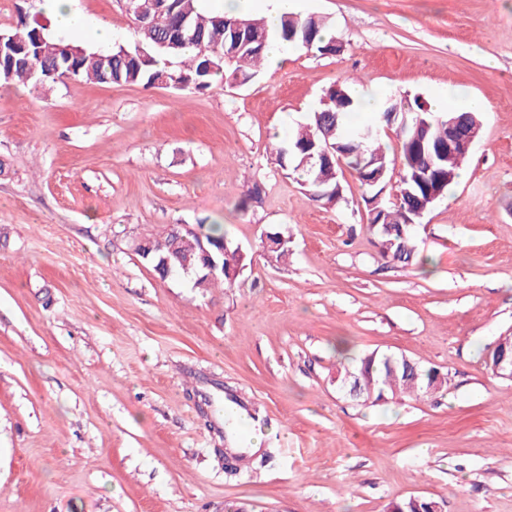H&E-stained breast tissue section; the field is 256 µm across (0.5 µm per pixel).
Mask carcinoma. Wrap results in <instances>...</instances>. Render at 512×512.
<instances>
[{"label": "carcinoma", "instance_id": "carcinoma-1", "mask_svg": "<svg viewBox=\"0 0 512 512\" xmlns=\"http://www.w3.org/2000/svg\"><path fill=\"white\" fill-rule=\"evenodd\" d=\"M159 0H135L134 11L130 13L135 25L144 20L154 22L153 35L147 37L137 32L143 48L153 57L147 65L137 61L136 47L115 46L109 49H89L79 58L70 56L66 47L79 46V43L54 36L48 25L39 22L38 15L28 19H18L15 28L3 32L5 37L22 34L33 44V53L26 59L13 61L9 56H0V84H32L35 87H51L56 79L65 74L75 80H92L110 84L154 85L162 73L175 77L177 84L170 88L204 91L219 76L238 81L245 85L256 78L265 51L272 40L288 46L302 48L304 42L312 43L311 51L321 55L336 53V37L325 38L328 21L320 16H301L290 12L282 16L280 26L272 31L261 18H249L247 22L259 34V39L247 35H237L232 31L231 22L239 17H228L221 13L204 12L199 0H173L174 13L164 15V22L158 23L157 5ZM186 21L190 32L202 39L198 43L190 40L176 55H167V65L159 66L154 51L158 41L172 36L181 21ZM333 104L327 109L333 114L320 126L310 121L288 141L273 148L275 161L285 171L299 175L300 183L312 182L314 176L300 166L304 152L315 146L317 150L338 148L346 152L345 166L355 174H360L364 166L375 161L376 167L386 166L381 181L368 190L382 191L384 185L395 182V201L383 205L392 216L390 231H383V225H368L377 239L382 257L403 264L413 263L418 255L415 229L400 223L401 210L417 198L426 197L435 186L448 190V179H456V160L445 152L448 146V119L458 118L463 123L482 121V112L450 110L433 112L420 100L395 102L388 108L397 111V123L401 137L399 153L390 156L378 145L379 138H361L369 127L377 124L376 118L357 120L361 103L351 91L347 82L327 93ZM206 240L225 244V249L236 256L239 246L228 237L219 224L211 225ZM290 239L283 232H275L263 241L267 251L280 259L289 252ZM138 256L148 254L146 261L156 265L161 257H168L172 269L192 276L193 287L210 288L222 284L229 288L236 279L227 273L215 272L207 276L202 270L199 249L194 247V239H186L177 226H172L158 235L142 236L134 243ZM339 386L352 389L359 386V394L353 397L357 402L375 404L388 397L431 395L448 387V374L435 367H423L414 362H404V356H379L375 353L339 367L336 371ZM391 512H429V499L414 500L405 497L389 505Z\"/></svg>", "mask_w": 512, "mask_h": 512}]
</instances>
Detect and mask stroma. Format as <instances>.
<instances>
[{
	"label": "stroma",
	"mask_w": 512,
	"mask_h": 512,
	"mask_svg": "<svg viewBox=\"0 0 512 512\" xmlns=\"http://www.w3.org/2000/svg\"><path fill=\"white\" fill-rule=\"evenodd\" d=\"M130 46L117 0H74ZM340 52L202 92L66 80L0 87V512H512V0H297ZM387 101L483 103L464 174L383 259L369 193L313 201L270 153L344 79ZM222 225L229 288L160 278L132 239ZM288 232L275 260L264 233ZM403 355L446 391L363 405L340 362ZM243 399L277 449L224 474L216 405ZM493 346L498 347V349L495 347L493 350V358L489 355L488 361L494 374L500 378L512 380V350L510 351L512 347V336L505 338L500 337ZM504 346L507 347V350L501 349ZM508 351L511 352L510 359H508Z\"/></svg>",
	"instance_id": "1"
}]
</instances>
